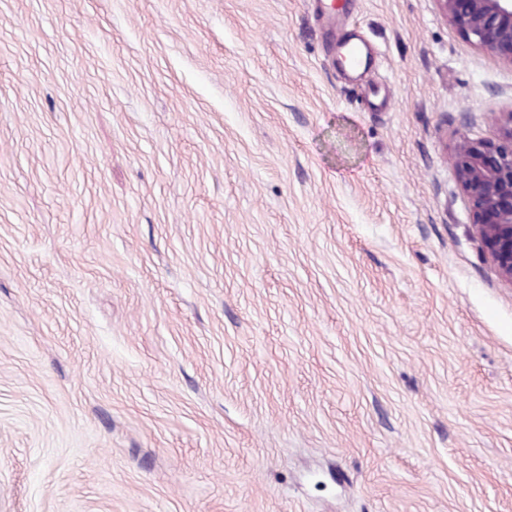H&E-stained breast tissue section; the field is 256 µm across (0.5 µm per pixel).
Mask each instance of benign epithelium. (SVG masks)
I'll list each match as a JSON object with an SVG mask.
<instances>
[{
	"label": "benign epithelium",
	"instance_id": "7a95c632",
	"mask_svg": "<svg viewBox=\"0 0 512 512\" xmlns=\"http://www.w3.org/2000/svg\"><path fill=\"white\" fill-rule=\"evenodd\" d=\"M438 12L483 51L512 64V0H435ZM453 167L473 215L470 232L499 279L512 286V111L495 140H476L460 129Z\"/></svg>",
	"mask_w": 512,
	"mask_h": 512
}]
</instances>
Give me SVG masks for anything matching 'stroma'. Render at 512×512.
Here are the masks:
<instances>
[{"mask_svg":"<svg viewBox=\"0 0 512 512\" xmlns=\"http://www.w3.org/2000/svg\"><path fill=\"white\" fill-rule=\"evenodd\" d=\"M0 0V512H512V286L434 0ZM317 20L325 27H333L349 14V3L346 0H316ZM339 73L345 78L365 71L372 59L371 48L356 34L340 38L335 45ZM455 143L453 167L473 215L470 232L499 279L512 286V110L496 140H476L460 129L448 131Z\"/></svg>","mask_w":512,"mask_h":512,"instance_id":"35a3bbf8","label":"stroma"}]
</instances>
